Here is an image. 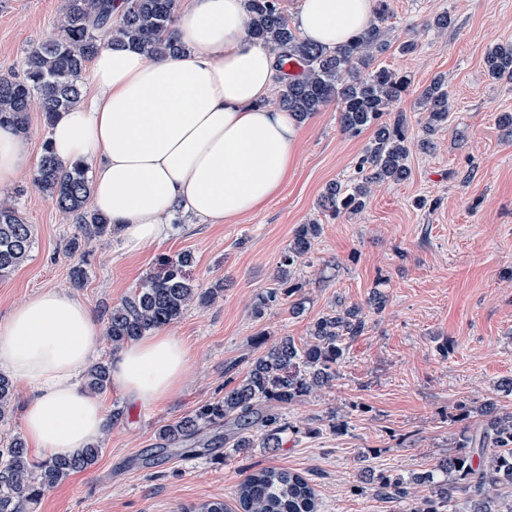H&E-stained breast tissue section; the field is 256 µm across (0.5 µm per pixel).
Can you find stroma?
<instances>
[{"mask_svg": "<svg viewBox=\"0 0 512 512\" xmlns=\"http://www.w3.org/2000/svg\"><path fill=\"white\" fill-rule=\"evenodd\" d=\"M64 0H0V72H20L27 52L55 34ZM389 49L375 66L408 75L411 87L395 106L420 136V89L437 76L448 85V121L434 147L412 146L407 180L377 186L364 211L331 219L319 209L325 186L348 182L372 131L342 134L335 105L302 123L297 157L281 193L262 210L231 224L171 215L167 239L137 255L117 238L89 241L85 256L62 245L76 228L31 183L49 137L40 112L30 114L25 171L0 194L9 196L34 230L28 260L0 279V325L11 309L40 291L61 288L81 298L99 322L156 271L161 258L191 253V277L201 287L223 283L220 298L190 306L167 330L187 344L194 368L182 389L149 405L129 404L117 387L99 394L112 426L88 470L49 490L35 512H185L220 499L234 504L237 484L265 466L294 470L315 487L321 512H404L403 503L372 486L352 492L361 470L410 474L447 456L453 435L479 424L461 418L462 402L487 400L512 409L499 390L512 379V84L489 77L484 56L512 41V0H391ZM448 14L447 31L427 21ZM417 31L419 46L401 52ZM319 220L305 281L302 313L287 307L255 318L258 296L275 287L280 258L297 228ZM87 275L74 282V265ZM384 296L365 332L345 344L334 386L290 406L297 432L281 448L239 454L223 430H207L193 458L158 453L160 427L221 398L251 359L276 339L308 341L310 323L339 306Z\"/></svg>", "mask_w": 512, "mask_h": 512, "instance_id": "obj_1", "label": "stroma"}]
</instances>
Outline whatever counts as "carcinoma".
Returning <instances> with one entry per match:
<instances>
[{
	"mask_svg": "<svg viewBox=\"0 0 512 512\" xmlns=\"http://www.w3.org/2000/svg\"><path fill=\"white\" fill-rule=\"evenodd\" d=\"M121 2L119 20H114L116 2ZM177 0H65V13L56 34L33 47L22 63L23 75L0 73V123L29 131L30 112H41L51 126L60 113L82 97L81 78L87 63L106 40L127 44L150 58L175 55L182 46L169 36ZM247 28L277 56L278 63L293 61L300 72L279 85L278 105L301 122L331 102L336 103L342 133L349 138L374 129L373 138L358 158L351 183L326 186L319 207L332 218L343 212L363 210L373 185L401 182L408 178L405 164L410 142L407 116L393 113V106L409 91L411 80L386 67H372L375 55L386 52V21L389 0H376L373 23L350 42L329 50L303 40L289 26L279 0H246ZM484 64L497 81L512 82V43L490 48ZM424 108L421 148L430 147L429 136L448 122L449 92L442 77L434 78L418 94ZM43 194L55 200L58 210L72 218L79 232L64 241L69 256L82 242L112 236L110 219L90 207L91 187L87 169L67 165L44 142L33 178ZM321 224L313 221L296 230L279 262L277 287L268 289L254 306L263 317L281 302L296 297L289 310L298 315L304 300L297 298L305 283L292 271L308 256ZM32 225L8 200L0 201V278L9 276L28 258L33 247ZM193 263L189 253L169 258L147 277L122 303L112 308L106 335L119 349L147 333L179 319L193 304L205 306L223 291L217 284L201 288L189 277ZM367 325L362 306L353 305L313 320L311 341L297 345L282 337L250 362L245 377L224 391V398L207 402L192 413L159 429L163 449L178 448L201 439L213 426H235L232 447L246 453L255 445L278 448L282 435L296 426L285 410L339 377L344 343L360 336ZM110 366L98 362L85 374V388L101 392L111 385ZM15 387L0 373V420L13 409ZM485 424L478 432L464 428L455 447L437 465L423 473L365 474L381 494L409 504L408 512H448V504L463 501L462 512H512V502L499 496L500 487L512 486V412L493 400L481 405ZM257 415L259 432H247L251 415ZM102 448L91 445L68 457L37 460L29 456L19 437L0 449V512H28L47 491L71 474L91 468ZM241 512H318L314 488L299 473L283 467H264L247 475L238 485Z\"/></svg>",
	"mask_w": 512,
	"mask_h": 512,
	"instance_id": "carcinoma-1",
	"label": "carcinoma"
}]
</instances>
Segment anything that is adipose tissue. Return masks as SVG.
Instances as JSON below:
<instances>
[{
	"label": "adipose tissue",
	"instance_id": "obj_1",
	"mask_svg": "<svg viewBox=\"0 0 512 512\" xmlns=\"http://www.w3.org/2000/svg\"><path fill=\"white\" fill-rule=\"evenodd\" d=\"M245 14L246 0H182L173 25L182 52L151 59L105 45L93 58L89 98L52 126L55 156L89 171L92 205L110 218L124 253L165 239L176 208L224 224L280 194L300 127L267 103L283 72ZM372 19V0H300L293 25L332 49ZM28 154L27 139L1 125V188ZM102 333L88 306L60 289L26 298L0 328V370L29 390L23 430L37 453L69 456L105 435L103 403L79 381ZM192 369L181 339L157 331L119 349L111 374L131 402L152 403L180 391Z\"/></svg>",
	"mask_w": 512,
	"mask_h": 512
}]
</instances>
